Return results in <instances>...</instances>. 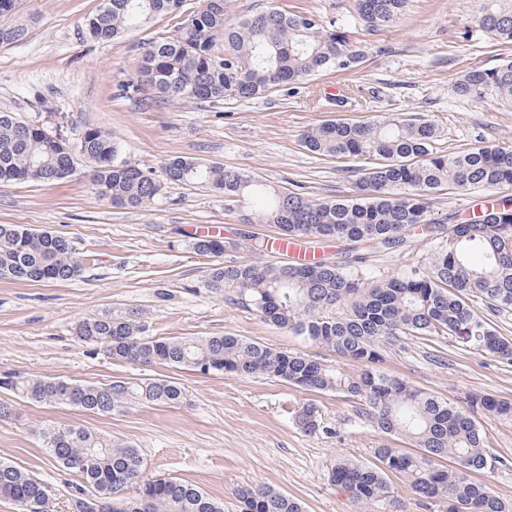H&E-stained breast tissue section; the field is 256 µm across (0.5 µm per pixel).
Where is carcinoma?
Wrapping results in <instances>:
<instances>
[{"label":"carcinoma","instance_id":"cac0c4a2","mask_svg":"<svg viewBox=\"0 0 512 512\" xmlns=\"http://www.w3.org/2000/svg\"><path fill=\"white\" fill-rule=\"evenodd\" d=\"M184 0H103L85 28L110 42L183 7ZM409 0H354V12L338 27L312 12L280 9L226 17L224 0H199L177 34L151 43L141 55L132 88L159 99L243 101L303 77L348 71L364 59L350 28L376 32L399 20ZM479 30L491 42H512V4L483 0ZM457 96L512 103V60L494 68L471 67L455 84ZM435 124L396 113L373 121L325 122L302 136L309 152L336 160L362 158L353 194L316 202L275 188L230 167L183 157L163 164V179L150 168L120 159L122 146L94 126L70 143L37 119L0 112V183L54 182L73 173L74 158L89 164L99 197L118 208L154 202L167 184H202L227 200L260 197L264 206L249 224H273L288 237L332 238L343 247L331 260L254 262L231 253L239 244L220 235L193 237L194 251L212 259L203 287L256 312L267 324L288 330L310 345L357 363L356 374L327 368L307 353H288L237 336L157 338L147 334L143 313L85 318L77 338L116 363L163 364L204 375L234 374L282 380L303 390L338 391L362 406L381 433L416 449L385 446L377 463L336 461L332 481L364 508L408 512L386 476L402 475L427 507L446 512H512L470 474L492 470L499 460L484 445L475 414L512 424V402L468 396V407L423 392L381 369L384 349L400 336H465L485 356L512 363V341L475 311L473 299L493 311L512 309V198L462 218L456 211L431 217L427 196L449 188L468 194L512 189V147L480 146L451 152L437 146ZM415 236L430 248L424 271L378 275L362 270L367 255L394 253ZM96 262L68 238L24 224H0V277L25 282L81 280ZM4 385L36 403L65 405L107 415L136 401L174 405L184 392L177 383L153 378L132 384H77L41 376H13ZM308 434L321 428L319 410L305 404L290 411ZM44 447L63 468L95 490L97 503L77 512H224V503L184 480L146 479L138 449L83 428L43 435ZM79 461L74 468L71 462ZM139 484V493L123 490ZM243 512H302L301 504L270 486L236 490ZM0 497L16 512H53L47 486L21 468L0 461Z\"/></svg>","mask_w":512,"mask_h":512}]
</instances>
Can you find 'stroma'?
Here are the masks:
<instances>
[{"mask_svg":"<svg viewBox=\"0 0 512 512\" xmlns=\"http://www.w3.org/2000/svg\"><path fill=\"white\" fill-rule=\"evenodd\" d=\"M102 0H19L0 28L22 27L24 40L0 44V112L41 118L67 140L84 126L108 130L130 164L160 168L183 157L221 164L323 201L351 195L362 163L320 158L301 137L325 120H366L405 113L435 123L444 150L512 144V107L463 102L454 84L463 69L492 68L512 60V43L485 42L475 19L483 0H411L405 15L377 32L355 30L366 58L357 68L304 78L247 102L145 101L122 93L135 83L137 63L152 41L175 22L158 18L124 38L102 43L85 30ZM277 5L301 7L328 22L342 21L353 0H226L239 17ZM78 164L52 183L0 184V224H25L73 241L97 263L83 280L19 282L0 277V374L19 373L78 383L108 384L166 378L184 388L178 405L129 404L93 415L76 408L28 402L0 389L13 413L0 419V459L45 482L55 512H73L77 477L43 446L42 434L87 428L133 445L144 475L195 483L241 512L235 490L268 485L298 499L304 512H360L348 491L331 480L338 458L374 464L385 444L358 404L337 391L311 392L277 379L202 375L188 369L118 364L77 341V320L142 311L150 335L164 338L232 335L268 347L304 352L350 374L358 365L274 328L251 310L203 287L209 258L192 247L193 232L221 225L225 237L250 231L270 240L271 224L246 225L245 205L193 185H165L141 209L101 199ZM429 249L412 239L399 252L372 257L379 274L422 268ZM384 371L434 396L458 400L484 392L512 401V363L478 354L455 336H402L389 345ZM315 404L323 431L309 435L291 410ZM485 445L501 460L473 473L500 498L512 501V425L481 418Z\"/></svg>","mask_w":512,"mask_h":512,"instance_id":"1","label":"stroma"}]
</instances>
